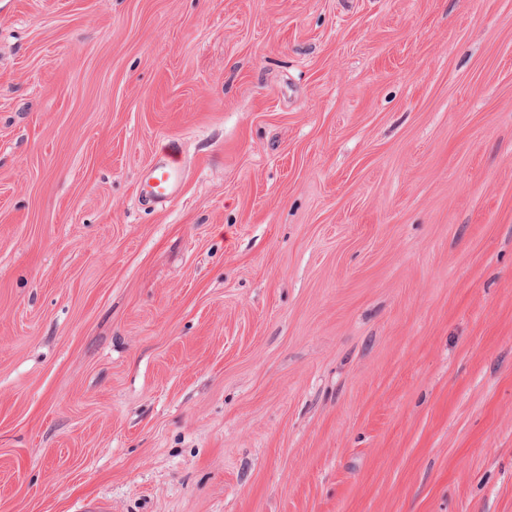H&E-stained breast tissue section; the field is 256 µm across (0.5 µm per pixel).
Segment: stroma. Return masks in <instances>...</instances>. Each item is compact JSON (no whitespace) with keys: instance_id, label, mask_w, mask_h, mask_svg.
<instances>
[{"instance_id":"1","label":"stroma","mask_w":512,"mask_h":512,"mask_svg":"<svg viewBox=\"0 0 512 512\" xmlns=\"http://www.w3.org/2000/svg\"><path fill=\"white\" fill-rule=\"evenodd\" d=\"M95 501L512 512V0H0V512ZM170 159V162L154 167L149 174V193L160 205L171 202L177 193V175L181 171L182 163L174 156H170Z\"/></svg>"}]
</instances>
